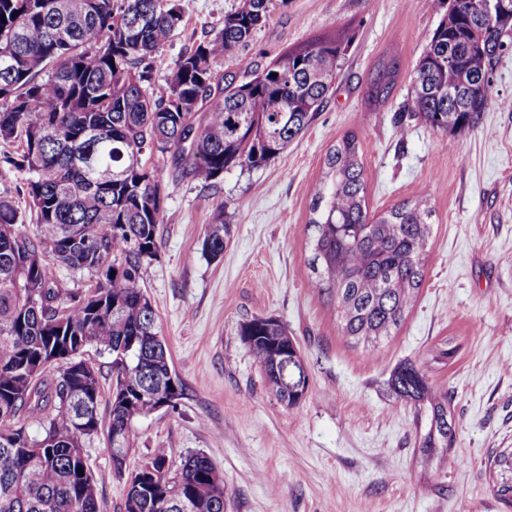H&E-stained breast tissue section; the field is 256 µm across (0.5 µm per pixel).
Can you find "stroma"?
Masks as SVG:
<instances>
[{"mask_svg": "<svg viewBox=\"0 0 512 512\" xmlns=\"http://www.w3.org/2000/svg\"><path fill=\"white\" fill-rule=\"evenodd\" d=\"M229 0H194L156 58L151 90L168 89L174 60L222 27ZM442 12L438 0H274L248 45L214 65L238 80L288 48L332 32L349 46L326 102L288 149L257 168H232L204 184L151 157L167 185L159 250L144 274L158 326L182 384L175 406L137 418L127 470L154 449L172 467L207 455L224 476L226 512H506L489 489L491 452L512 448V43L490 74V103L474 128L444 135L414 120L397 127L416 62ZM393 54L399 78L376 109L366 82ZM356 133L366 203L379 214L409 200L433 210L424 281L400 327L376 347L342 335L336 309L310 284V203L330 145ZM229 226L224 253L202 242ZM272 317L299 345L310 376L300 408L270 391L244 322ZM452 358L437 359L446 339ZM420 364L447 393L456 423L450 455L423 462L413 408L387 379ZM99 512H121L125 481L104 439L86 450ZM215 223L209 224L202 243L203 251L213 259L219 258L224 253V235L228 232L227 225L219 216Z\"/></svg>", "mask_w": 512, "mask_h": 512, "instance_id": "35a3bbf8", "label": "stroma"}]
</instances>
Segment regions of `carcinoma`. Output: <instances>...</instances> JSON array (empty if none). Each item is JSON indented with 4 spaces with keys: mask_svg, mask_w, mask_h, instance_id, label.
<instances>
[{
    "mask_svg": "<svg viewBox=\"0 0 512 512\" xmlns=\"http://www.w3.org/2000/svg\"><path fill=\"white\" fill-rule=\"evenodd\" d=\"M271 0H233L223 27L174 61L168 91L150 92L156 54L177 35L184 0H0V141L21 148L3 162L27 174L29 214L0 195V512H99L85 448L105 435L115 473L126 478L123 512H224V477L209 457L171 471L150 456L155 476L126 473L132 422L169 397L171 358L144 284L157 257L167 197L156 153L173 171L212 182L235 167L283 153L326 101L348 40L325 35L290 48L245 82L217 75L270 19ZM512 38V2L489 22L477 0L448 10L418 58L413 117L443 134L474 127L489 101L492 39ZM394 56L380 59L367 99L386 101L397 84ZM214 101L203 118L198 102ZM360 141L331 146L310 204L311 284L334 303L341 331L374 347L404 320L424 277L432 209L404 201L380 216L365 199ZM227 225H209L203 251L224 253ZM86 273L82 289L51 266ZM241 336L278 400L297 409L310 377L298 344L272 318ZM112 356L110 418L97 409L100 384L85 349ZM59 368L53 373V368ZM389 390L412 404L422 458L450 453L456 438L448 394L414 361L401 362ZM39 431L29 432V423ZM489 487L512 506V448L490 462Z\"/></svg>",
    "mask_w": 512,
    "mask_h": 512,
    "instance_id": "carcinoma-1",
    "label": "carcinoma"
}]
</instances>
